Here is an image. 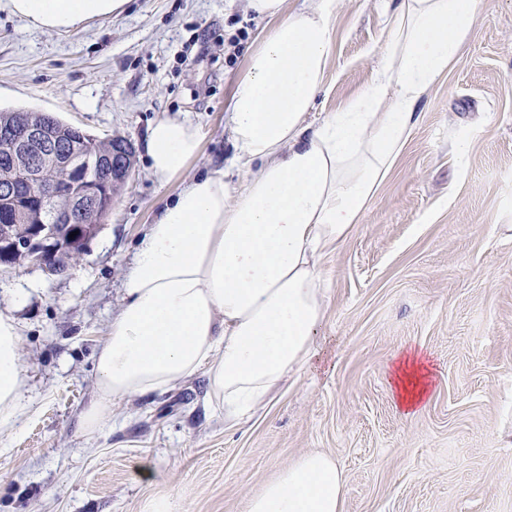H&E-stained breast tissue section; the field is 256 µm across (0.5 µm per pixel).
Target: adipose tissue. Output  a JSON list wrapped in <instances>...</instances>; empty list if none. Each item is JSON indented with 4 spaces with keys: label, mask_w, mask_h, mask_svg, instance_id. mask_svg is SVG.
I'll use <instances>...</instances> for the list:
<instances>
[{
    "label": "adipose tissue",
    "mask_w": 512,
    "mask_h": 512,
    "mask_svg": "<svg viewBox=\"0 0 512 512\" xmlns=\"http://www.w3.org/2000/svg\"><path fill=\"white\" fill-rule=\"evenodd\" d=\"M127 0H6L10 13L53 32L117 15ZM339 0L288 12L250 0L272 19L229 102L238 183L223 169L184 185L141 241L123 305L96 355L98 399L88 432L116 401L162 393L205 374L226 424L264 408L289 377L321 358L322 261L358 224L396 165L426 92L463 50L474 0H401L372 87L318 125L307 115L326 74ZM197 126L163 118L146 145L158 183L181 176L200 147ZM432 372L408 351L390 380L399 405H424ZM27 373L14 319L0 314V433L26 410ZM335 461L310 452L249 504V512H342Z\"/></svg>",
    "instance_id": "obj_1"
}]
</instances>
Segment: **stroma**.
<instances>
[{"instance_id": "35a3bbf8", "label": "stroma", "mask_w": 512, "mask_h": 512, "mask_svg": "<svg viewBox=\"0 0 512 512\" xmlns=\"http://www.w3.org/2000/svg\"><path fill=\"white\" fill-rule=\"evenodd\" d=\"M267 25L248 0H129L71 33L0 8V107L135 149L128 183L76 263L54 277L33 265L0 272L31 404L0 435V512H153L160 499L166 512H246L315 450L343 471V512H512V0H477L468 42L421 100L397 166L326 259L319 368L237 426L212 411L200 374L114 403L108 426L86 433L95 355L150 224L184 182L219 167L241 178L226 105ZM390 28L384 0H340L308 123L372 84ZM237 36L241 54L229 44ZM165 117L197 124L201 146L162 185L145 146ZM462 139L471 147L460 155ZM412 347L435 380L426 408L408 416L389 379Z\"/></svg>"}]
</instances>
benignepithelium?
<instances>
[{
    "mask_svg": "<svg viewBox=\"0 0 512 512\" xmlns=\"http://www.w3.org/2000/svg\"><path fill=\"white\" fill-rule=\"evenodd\" d=\"M0 149L28 164L25 184L37 188L42 201L53 206L54 218L51 224H30L26 229L12 225L0 235V244L11 253L24 255L45 273L59 274L65 269L59 259L69 261L81 256L88 239L86 225L99 224L102 211L112 206L110 202L99 204L91 195L100 155L81 145L62 151L52 132L35 125L27 126L17 136H1ZM31 158H41L63 170L65 177L59 178L40 165L29 163ZM132 169L129 150L112 152V178L124 184ZM15 195L16 176L10 172L0 177V204L12 202ZM72 232L76 236H70Z\"/></svg>",
    "mask_w": 512,
    "mask_h": 512,
    "instance_id": "7a95c632",
    "label": "benign epithelium"
}]
</instances>
